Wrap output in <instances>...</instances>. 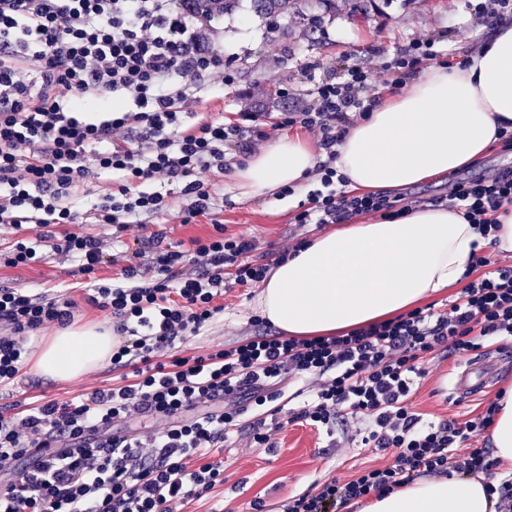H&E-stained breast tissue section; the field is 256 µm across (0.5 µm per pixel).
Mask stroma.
Masks as SVG:
<instances>
[{"instance_id": "stroma-1", "label": "stroma", "mask_w": 512, "mask_h": 512, "mask_svg": "<svg viewBox=\"0 0 512 512\" xmlns=\"http://www.w3.org/2000/svg\"><path fill=\"white\" fill-rule=\"evenodd\" d=\"M354 0H336L335 10L317 6L314 0H302L296 9L271 21L256 13L252 0H241L235 14L224 19V53L234 58L229 80L223 90L208 95L196 117L208 121H230L243 110L276 113L283 105L300 103L311 82L339 77L345 67L358 65L380 72L389 61L412 41L430 37L436 50L458 65L483 44L490 20L475 14L470 0H370L365 12L354 10ZM317 18L309 27V18ZM310 79H303V70ZM287 101H280V92ZM231 176L214 183L217 208L198 217L195 223L181 221L186 201L178 184H170L172 205L151 224L134 225L122 233L106 224H62L54 232L62 236L75 231L104 238L114 257L88 275L76 274L65 256L54 254L45 261L11 267L0 263V288H17L30 293L52 294L62 291L74 302V322L109 318L110 310L92 300L91 283L109 284L121 280V270L134 239L162 235L166 244L182 251L191 250L192 240L207 238L223 225L226 234L241 236L255 244L251 259L274 260L278 252L302 238L319 235L310 225L295 224L298 206L316 189L309 179L305 192L279 196L245 197L231 187ZM259 287H234L218 300L223 310L215 320L187 337L178 351L184 355L204 354L210 350L240 342L253 336L252 316L260 312ZM485 352L495 364L488 388L461 403L448 394V379L461 364L435 350L426 357L427 373L418 379L411 403L416 412L432 420L475 417L496 399L504 384L512 382V340H489ZM125 370L107 365L86 373L76 382H51L20 370L16 380L0 389V405L25 410L43 401H65L91 392L94 388L121 384ZM360 424L349 421L327 436L307 425H289L278 432L277 446L268 450L250 447L247 438H238L223 451L224 512H254L253 503L263 500L268 512H281L288 498L306 491L314 482L327 478H350L369 465H388L393 451L379 454L360 448L354 435Z\"/></svg>"}]
</instances>
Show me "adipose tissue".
<instances>
[{
    "label": "adipose tissue",
    "instance_id": "adipose-tissue-1",
    "mask_svg": "<svg viewBox=\"0 0 512 512\" xmlns=\"http://www.w3.org/2000/svg\"><path fill=\"white\" fill-rule=\"evenodd\" d=\"M512 129V23L492 26L483 48L456 67L434 65L373 109L337 147L349 189L396 191L472 166ZM316 163L301 139L281 137L234 174L247 196L302 188ZM482 236L460 210L428 205L393 219L348 224L309 239L266 279L261 314L281 334L335 336L391 319L462 287L473 255L512 253V209ZM119 337L100 323L67 327L30 358L57 382L105 365ZM489 431L494 456L512 468V387ZM483 476H416L357 512H496Z\"/></svg>",
    "mask_w": 512,
    "mask_h": 512
}]
</instances>
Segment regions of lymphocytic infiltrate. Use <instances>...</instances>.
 Segmentation results:
<instances>
[{
	"mask_svg": "<svg viewBox=\"0 0 512 512\" xmlns=\"http://www.w3.org/2000/svg\"><path fill=\"white\" fill-rule=\"evenodd\" d=\"M224 16L194 12L189 0H0V224H108L125 231L169 210L162 184H180L190 224L216 200L204 176L243 164L269 134L256 112L235 122L187 125L203 97L223 87ZM371 71L345 69L313 86L279 124L317 136L312 171L321 187L296 224H336L363 214L408 212L381 194L341 190L336 147L355 117L375 103ZM115 176L91 197L92 181ZM153 191H145V184ZM141 192H132V185ZM449 207L482 235L512 205V168L491 179L453 182ZM253 243L217 234L192 254L137 242L121 284L94 285L123 342L112 362L134 381L99 387L79 401L49 400L21 412L0 410V512H182L224 483L219 454L236 433L253 447H275L285 422L334 435L344 417L364 420L363 447L394 451L392 465L328 479L289 498L283 512H341L415 476L478 475L498 467L479 440L498 410L425 421L408 402L427 354L461 357L488 336L512 337V266L474 256L460 295L446 310L417 308L341 336H253L203 355L174 349L219 314L232 285L264 282L269 264L249 261ZM75 258L80 274L110 261L103 239L41 233L16 243L10 266L43 260L46 250ZM67 294L0 288V387L10 385L32 333L67 325ZM169 354L160 362V354ZM311 380V399L287 421L266 419L278 387ZM252 421H245L246 413ZM135 417L167 420L163 430L120 431Z\"/></svg>",
	"mask_w": 512,
	"mask_h": 512,
	"instance_id": "lymphocytic-infiltrate-1",
	"label": "lymphocytic infiltrate"
}]
</instances>
